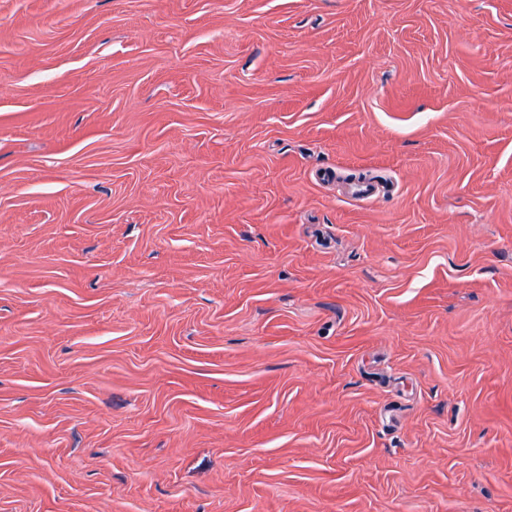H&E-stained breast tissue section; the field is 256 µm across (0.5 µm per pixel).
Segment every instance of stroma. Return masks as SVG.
I'll list each match as a JSON object with an SVG mask.
<instances>
[{"label":"stroma","mask_w":512,"mask_h":512,"mask_svg":"<svg viewBox=\"0 0 512 512\" xmlns=\"http://www.w3.org/2000/svg\"><path fill=\"white\" fill-rule=\"evenodd\" d=\"M0 512H512V0H0Z\"/></svg>","instance_id":"35a3bbf8"}]
</instances>
